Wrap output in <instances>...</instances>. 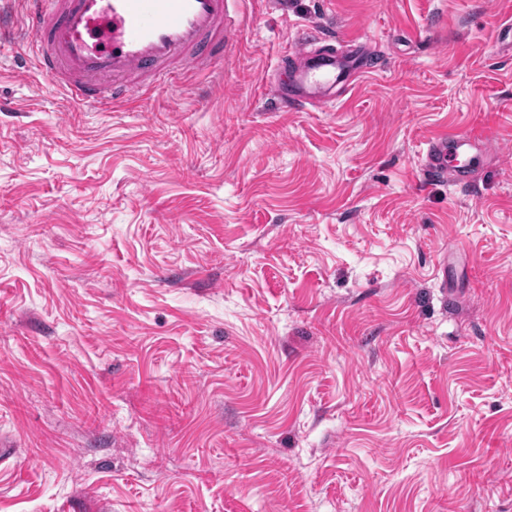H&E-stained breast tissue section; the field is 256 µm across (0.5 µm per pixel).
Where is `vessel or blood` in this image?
I'll return each mask as SVG.
<instances>
[{"mask_svg": "<svg viewBox=\"0 0 512 512\" xmlns=\"http://www.w3.org/2000/svg\"><path fill=\"white\" fill-rule=\"evenodd\" d=\"M229 0H23L28 35L14 37L0 19V47L15 43L72 105L97 108L131 95L176 85L187 69L223 61L228 33L237 26ZM372 53L360 39L345 50L300 31L280 62L283 79L270 90L283 108L303 111L333 104L371 68ZM475 139L464 132L429 139L420 167L427 178L469 183L465 155Z\"/></svg>", "mask_w": 512, "mask_h": 512, "instance_id": "vessel-or-blood-1", "label": "vessel or blood"}]
</instances>
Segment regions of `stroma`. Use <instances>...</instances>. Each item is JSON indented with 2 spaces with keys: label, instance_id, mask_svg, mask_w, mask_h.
Returning <instances> with one entry per match:
<instances>
[{
  "label": "stroma",
  "instance_id": "stroma-1",
  "mask_svg": "<svg viewBox=\"0 0 512 512\" xmlns=\"http://www.w3.org/2000/svg\"><path fill=\"white\" fill-rule=\"evenodd\" d=\"M230 13L107 112L0 56V512H512V0ZM305 24L382 67L286 112ZM475 138L464 132L442 134L426 142L420 167L427 178L449 183L467 184L468 164L462 158L473 147Z\"/></svg>",
  "mask_w": 512,
  "mask_h": 512
}]
</instances>
